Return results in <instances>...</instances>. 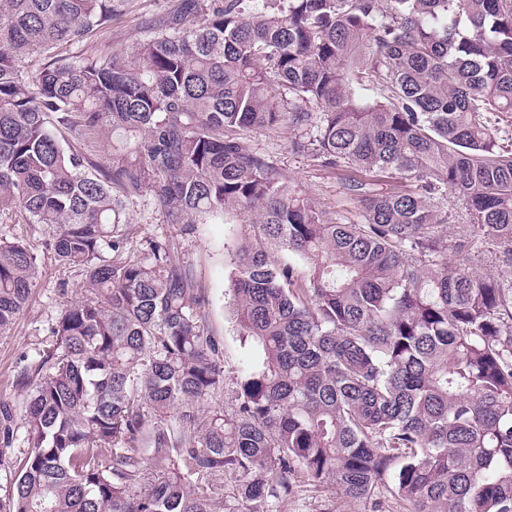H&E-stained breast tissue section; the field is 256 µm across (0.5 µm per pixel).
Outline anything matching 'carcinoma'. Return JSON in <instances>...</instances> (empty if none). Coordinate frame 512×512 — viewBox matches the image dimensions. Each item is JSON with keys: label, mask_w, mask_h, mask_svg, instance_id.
Here are the masks:
<instances>
[{"label": "carcinoma", "mask_w": 512, "mask_h": 512, "mask_svg": "<svg viewBox=\"0 0 512 512\" xmlns=\"http://www.w3.org/2000/svg\"><path fill=\"white\" fill-rule=\"evenodd\" d=\"M126 2L0 0V211L43 227L0 240V335L41 251L91 290L0 400V512H224L227 473L267 512L299 470L358 499L390 475L411 512H512V279L469 265L512 266V152L486 119L512 112V0H174L132 51L69 53ZM284 120L316 128L294 142L315 165L368 175L343 183L359 222L235 136ZM144 192L184 235L257 214L232 295L259 359L232 419L200 417L224 387L204 291L170 247L130 251ZM448 201V214H451L452 217L449 219L448 223V232L446 236V244L451 245L449 249L447 250L448 258H454V250H452V246L454 245L455 238H456V225L462 224L465 209L463 205V201L459 200L456 196H454L452 193H448V200L443 201V203H447Z\"/></svg>", "instance_id": "obj_1"}]
</instances>
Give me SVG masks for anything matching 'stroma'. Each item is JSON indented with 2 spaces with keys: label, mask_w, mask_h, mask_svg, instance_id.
Wrapping results in <instances>:
<instances>
[{
  "label": "stroma",
  "mask_w": 512,
  "mask_h": 512,
  "mask_svg": "<svg viewBox=\"0 0 512 512\" xmlns=\"http://www.w3.org/2000/svg\"><path fill=\"white\" fill-rule=\"evenodd\" d=\"M172 2L128 0L108 32L81 45V52L105 54L115 49H134L147 35L146 19L164 16ZM300 134V129L285 123L267 130L244 128L239 132L249 148L273 159L290 185L314 198L330 216L342 223L357 221L358 206L346 198L342 188L344 179L352 176V169L329 171L314 166L309 158L291 148L292 140ZM127 213L133 228V251H146L152 241L170 246L189 270L196 287L206 293L208 323L221 344L224 359V388L216 395L215 402L223 407L226 417H234L241 381L246 369L257 359L256 352L241 340L229 293L235 251L253 232L249 217L238 215L227 220L212 217L198 225L196 233L185 236L176 227L164 223L161 210L147 192L129 202ZM86 294L80 276L59 269L52 255H42L22 314L9 335H0V400L19 399L13 379L20 357L35 355L48 341V330L64 305ZM272 509L273 512H407L388 490L353 499L334 484H314L302 473L298 474L292 493L273 502Z\"/></svg>",
  "instance_id": "35a3bbf8"
}]
</instances>
